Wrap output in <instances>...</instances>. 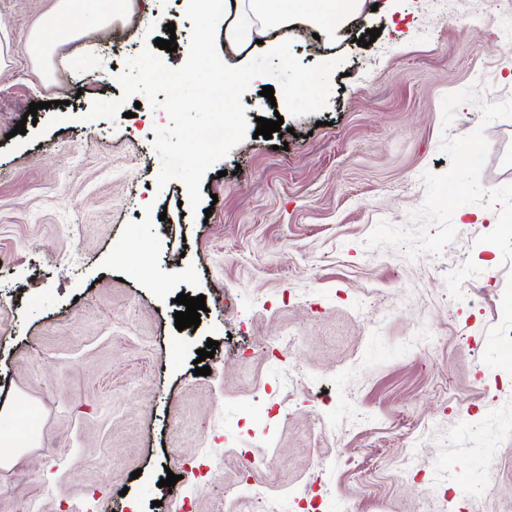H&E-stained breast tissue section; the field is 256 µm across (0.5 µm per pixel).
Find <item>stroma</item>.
<instances>
[{
    "mask_svg": "<svg viewBox=\"0 0 512 512\" xmlns=\"http://www.w3.org/2000/svg\"><path fill=\"white\" fill-rule=\"evenodd\" d=\"M54 3L0 0V402L39 416L0 512H254L250 490L303 488L288 512H512V0H366L335 40L289 30V65L251 50L274 90L309 72L324 91L277 112L249 86L250 133L196 212L155 184L164 111L85 118L121 97L109 73L149 15L184 63L183 0H101L107 24L37 61ZM278 113L284 135L253 138ZM181 293L206 298L197 329L175 327Z\"/></svg>",
    "mask_w": 512,
    "mask_h": 512,
    "instance_id": "1",
    "label": "stroma"
}]
</instances>
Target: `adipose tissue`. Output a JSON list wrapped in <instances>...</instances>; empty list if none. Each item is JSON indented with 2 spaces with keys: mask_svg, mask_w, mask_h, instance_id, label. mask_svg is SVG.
Returning a JSON list of instances; mask_svg holds the SVG:
<instances>
[{
  "mask_svg": "<svg viewBox=\"0 0 512 512\" xmlns=\"http://www.w3.org/2000/svg\"><path fill=\"white\" fill-rule=\"evenodd\" d=\"M188 10L204 24L224 28V42L237 48L261 42L264 52L287 59L285 39L299 21H307L317 32L331 36L359 9L361 0H229L223 14L212 13L210 0H185ZM107 21L95 0H56L38 29L26 43L29 56L41 58L62 44L73 32H88ZM24 400L16 399L0 408V466L7 465L34 447L37 429L23 426Z\"/></svg>",
  "mask_w": 512,
  "mask_h": 512,
  "instance_id": "obj_1",
  "label": "adipose tissue"
}]
</instances>
